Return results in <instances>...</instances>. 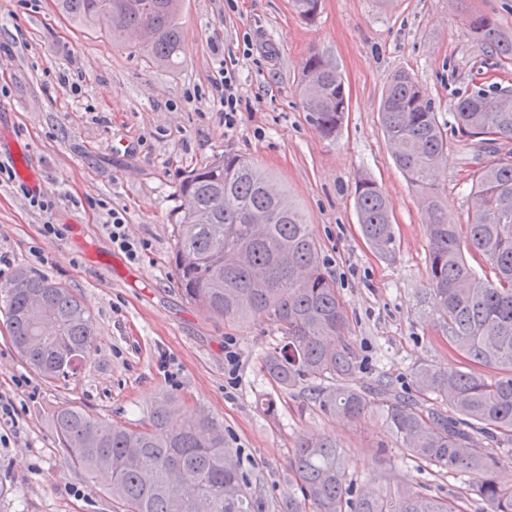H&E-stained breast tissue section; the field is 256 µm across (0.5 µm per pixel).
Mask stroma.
Segmentation results:
<instances>
[{"label": "stroma", "instance_id": "1", "mask_svg": "<svg viewBox=\"0 0 512 512\" xmlns=\"http://www.w3.org/2000/svg\"><path fill=\"white\" fill-rule=\"evenodd\" d=\"M492 14L512 30V0H322L314 21L290 0H183V64L175 70L83 30L53 0H0V163L12 141L29 148L37 189L51 211L31 208L13 185H0V251L69 288L88 308L95 349L68 382L30 373L0 315V393L19 408L16 436L0 446V512H124L103 483L67 465L51 426L61 405L137 426L159 394L181 413H209L266 504L288 493V459L299 436L336 439L347 477L362 486L386 481L462 497L481 512L469 474L422 466L399 447L382 418L357 421L321 411L304 387L275 388L264 371L283 338L269 322H227L180 296L171 256V212L182 174L225 152L253 159L303 210L349 318L360 368L355 382L384 376L401 391L425 363L462 369L448 330L426 295L429 243L421 194L395 165L378 106L397 71L415 74L440 122L484 67L486 52L465 28L466 13ZM320 52L342 74L349 110L335 140L309 122L301 97L302 63ZM233 69L240 112L234 126L213 99L220 66ZM512 152L467 155L449 135L447 157L431 178L448 216L466 223L479 169ZM373 181L393 207L397 247L389 258L363 239L354 209L358 179ZM125 212L130 235L147 240L138 263L114 249L101 227L103 207ZM67 225L63 239L42 224ZM39 247L36 260L31 247ZM234 340L238 373L224 367ZM27 386H18V379ZM274 401L266 412L264 398Z\"/></svg>", "mask_w": 512, "mask_h": 512}]
</instances>
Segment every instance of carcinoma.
I'll list each match as a JSON object with an SVG mask.
<instances>
[{"mask_svg": "<svg viewBox=\"0 0 512 512\" xmlns=\"http://www.w3.org/2000/svg\"><path fill=\"white\" fill-rule=\"evenodd\" d=\"M312 22L321 0H291ZM81 27L108 34L165 68L179 64L184 39L182 0H55ZM468 29L500 65L512 64V30L494 16L469 13ZM309 121L325 139L341 128L348 102L336 65L319 53L303 62ZM452 129L479 152L512 141V90L475 85L453 112ZM379 120L398 169L423 191L429 242L428 294L448 326V346L485 375L450 374L420 364L416 395L385 381L353 383L356 352L334 281L323 271L320 247L300 209L252 160L231 152L181 177V204L171 214L172 264L187 304L227 321L263 318L286 339L267 355L270 382L309 386L326 413L359 420L379 415L411 457L450 474L474 476L473 491L489 512H512V481L501 477L493 448L512 444V157L483 166L472 186L466 224L448 218V203L428 178L447 150L446 133L427 90L406 71L393 75ZM495 131L497 139L484 135ZM361 234L379 256L397 247L392 206L368 179L356 185ZM12 342L27 367L49 383L73 378L94 347L91 316L72 291L21 268L0 285ZM435 396L425 410L419 398ZM66 463L101 481L125 512H264L224 446V425L207 413L176 415L162 397L129 428L69 403L51 419ZM486 440L481 446L475 435ZM288 495L278 512H466L459 497L432 496L388 482L354 486L336 439L300 437L288 463Z\"/></svg>", "mask_w": 512, "mask_h": 512, "instance_id": "cac0c4a2", "label": "carcinoma"}]
</instances>
